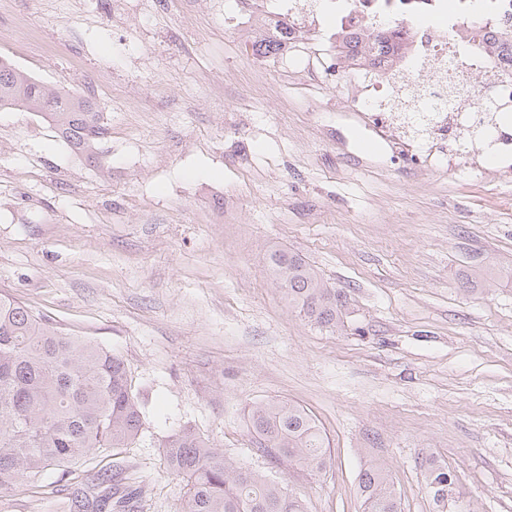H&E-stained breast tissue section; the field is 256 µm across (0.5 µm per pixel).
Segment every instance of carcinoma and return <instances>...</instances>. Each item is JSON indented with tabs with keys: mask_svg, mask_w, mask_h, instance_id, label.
Returning a JSON list of instances; mask_svg holds the SVG:
<instances>
[{
	"mask_svg": "<svg viewBox=\"0 0 512 512\" xmlns=\"http://www.w3.org/2000/svg\"><path fill=\"white\" fill-rule=\"evenodd\" d=\"M512 19L495 37L512 63ZM287 36L262 39L254 51L282 55ZM21 110L55 125L78 153L95 159L107 137L103 112L90 97L66 85L47 87L0 57V111ZM270 278L288 304L309 321L334 327L346 299L329 288L300 255L275 249L265 257ZM248 420L259 450L276 462L312 472L330 463L326 438L316 418L287 400L254 403ZM143 415L123 360L82 336H65L42 317L0 295V491L36 484L42 473L71 465L96 451L127 448L142 432ZM170 471L183 484L182 512H307L305 501L262 473L227 458L193 428L184 426L160 444ZM425 487L436 512H447L456 490L447 466L422 460ZM64 512H135L138 496L119 466L64 485ZM362 512H401L385 466L371 462L359 477Z\"/></svg>",
	"mask_w": 512,
	"mask_h": 512,
	"instance_id": "carcinoma-1",
	"label": "carcinoma"
}]
</instances>
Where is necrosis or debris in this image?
Returning <instances> with one entry per match:
<instances>
[{
	"label": "necrosis or debris",
	"mask_w": 512,
	"mask_h": 512,
	"mask_svg": "<svg viewBox=\"0 0 512 512\" xmlns=\"http://www.w3.org/2000/svg\"><path fill=\"white\" fill-rule=\"evenodd\" d=\"M512 13V0H336L338 30L355 26L374 36L392 31L391 55L348 58L308 47L319 34L321 12L286 0L277 13L247 11L255 28L279 26L298 62L318 79L340 78L355 92L351 101L368 129L404 165H447L500 180L512 179V66L497 62L484 37L494 20ZM441 71L415 112H394L386 102L396 74Z\"/></svg>",
	"instance_id": "4bbe7bcc"
}]
</instances>
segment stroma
Masks as SVG:
<instances>
[{"instance_id": "stroma-1", "label": "stroma", "mask_w": 512, "mask_h": 512, "mask_svg": "<svg viewBox=\"0 0 512 512\" xmlns=\"http://www.w3.org/2000/svg\"><path fill=\"white\" fill-rule=\"evenodd\" d=\"M232 0H0V56L101 107L95 162L54 125L0 112V294L125 363L144 429L118 456L138 512H180L159 448L194 427L309 512H361L384 460L402 512H434L420 461L456 476L457 512H512V184L406 174L347 88L278 58L256 73ZM110 84L92 87L99 71ZM288 249L346 298L311 324L268 278ZM308 409L331 464L264 456L243 409ZM20 484L0 512H63Z\"/></svg>"}]
</instances>
